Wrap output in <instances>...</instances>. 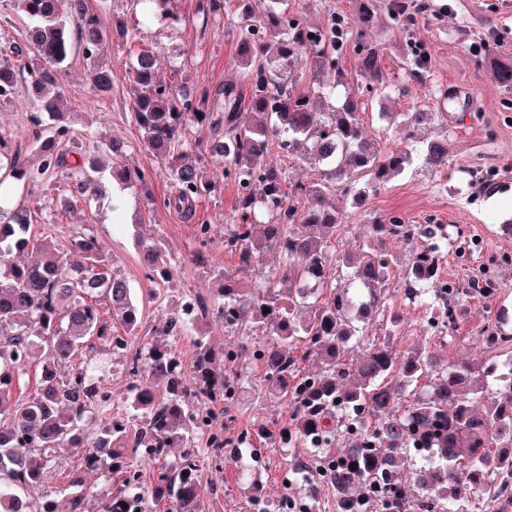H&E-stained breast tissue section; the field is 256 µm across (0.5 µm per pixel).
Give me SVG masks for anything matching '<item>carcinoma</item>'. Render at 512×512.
<instances>
[{"mask_svg":"<svg viewBox=\"0 0 512 512\" xmlns=\"http://www.w3.org/2000/svg\"><path fill=\"white\" fill-rule=\"evenodd\" d=\"M27 18L23 41L13 47L14 61L0 63V99L14 97L18 77L27 75L26 88L32 114L39 127L33 149L36 168H23L8 156L0 157V170L15 180L36 182L56 170L75 178L78 194L90 201L98 192V168L87 162L83 142L76 139L59 103L63 94V63L71 49L69 31L75 30L86 59L95 58L107 30L88 0H15ZM174 0H130L131 10L159 18L170 27L183 26L174 13ZM232 17L237 33L242 79L209 91L177 86L158 79L154 51L142 48L126 74L132 88V113L143 133L145 148L169 159L166 176L176 190L163 201L185 221H191L205 195L219 191L232 177L237 201L224 233V249L238 257L246 272L265 251L279 256L276 276L264 277L250 290L241 280L224 274V289L214 310L224 328L259 342H241L234 356L217 353L202 336L193 335L198 320L177 315L154 328L159 340L128 355L129 399L125 412L142 418L131 426L118 418L88 439L84 428L91 410L114 409L112 394L87 381L88 366L78 365L59 380L58 368L81 356L90 339L110 344L121 338L112 328L120 325L126 336L139 335V308L131 300L127 282L112 270V263L92 236L74 239L85 262L76 267L46 240L29 233L31 213L0 192V512H58L49 495L31 498L42 487L56 449L86 438L85 467L104 466L119 478L116 489L102 501L101 512H124L132 500L129 487L140 483L142 448L155 449L150 462L160 465L151 481V494L137 502L138 512H201L200 499L209 493L218 500L222 487L204 484L200 460L210 446L200 447L195 406L226 401L231 383L240 380L235 365L249 356L263 369L254 383L261 397L273 392L294 408L293 423L273 441L282 446L321 439L327 456L321 474L336 494V503L355 508L358 495L377 486L393 502L394 512H415L423 503L411 500L403 465L417 456L418 485L433 497L430 512H472V505L456 493L466 484L477 490L491 512H499L504 492L512 495V374L497 373L494 365L474 367L464 363L441 374L400 407L411 386L419 384L431 367L424 353L399 356L390 343L398 325L389 313L392 258L389 241L418 239L410 263L403 271L406 292L412 298L430 296L433 314L444 312L439 322L456 325L461 316L458 297L441 294L439 247L433 244L437 228L407 224L398 217L373 220L359 252L333 259L342 212L336 209V192L362 197L399 175L414 156L432 172L448 166V140L413 139L411 128L437 119L433 112H388L384 122L399 127L407 147L396 150L386 140L364 133L362 117L367 104L391 96L392 81L383 66L381 47L368 40L367 29L380 18L378 0H358V19L330 15L325 26H311L288 9V0H268L255 14L252 0H234ZM427 5H406L396 0L389 20L401 29L417 23ZM224 11V0H196L195 15L202 23ZM353 49L363 83L355 86L341 68ZM494 80L512 87V61L492 68ZM326 111L316 113V107ZM52 123H43V117ZM209 125L215 139L191 142L192 125ZM229 145L222 173L203 170L189 161ZM293 156L300 154L318 167V178L286 190L285 171L266 162L271 148ZM123 183L139 188L152 201L149 177L140 170L119 172ZM261 235L252 237V226ZM301 224L302 234L294 229ZM37 251L33 262L17 261L13 252ZM343 268L342 277L360 293L337 289L329 279L331 262ZM146 293L158 299L156 274L170 258L162 245L143 255ZM317 287H302L305 279ZM297 284L294 295L283 298L276 280ZM110 303L106 316L99 296ZM269 312H264V309ZM384 315L385 340L367 348L354 364L347 353L366 335L363 311ZM187 336L196 348L194 376L187 384L182 364L169 347L168 336ZM479 339L492 350L507 351L512 367V333L493 327ZM305 342V354L319 360L311 376H297L296 361L288 347ZM44 355L36 390L23 399L14 395L34 346ZM363 406L365 422L352 430L340 428L343 409ZM346 439L333 454L336 437ZM179 460L169 464L172 449Z\"/></svg>","mask_w":512,"mask_h":512,"instance_id":"1","label":"carcinoma"}]
</instances>
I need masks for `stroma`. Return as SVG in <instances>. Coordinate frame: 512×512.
<instances>
[{"label":"stroma","mask_w":512,"mask_h":512,"mask_svg":"<svg viewBox=\"0 0 512 512\" xmlns=\"http://www.w3.org/2000/svg\"><path fill=\"white\" fill-rule=\"evenodd\" d=\"M429 10L425 22L411 30L393 29L376 23L368 31L370 40L384 48L383 63L398 92L389 102L393 112H435L436 123L420 127L417 136L425 139L447 131L450 144L448 166L439 173L428 171L421 161L407 167L387 186L367 192L360 203L337 195L336 207L349 218L336 246L338 253L358 250L366 238V219L397 214L411 224H440L449 244L443 249L442 273L458 283L459 302L464 318L456 331L446 333L428 325L427 307L409 302L402 271L412 248L391 242L387 249L394 258L390 292L393 308L402 317L393 338V348L404 354L420 346L427 353L447 358L449 364L482 363L504 365V357L486 350L476 337L483 325L504 319L512 325V265L498 262V253L512 252V90L494 82L490 76V58L512 61V0H426ZM90 9L104 24L124 22L137 33L128 42L120 33H112L102 44L95 64H87L80 47H73L65 64L66 77L61 101L63 111L78 132L86 133L89 154L100 158L104 170L138 168L149 175L150 196L139 189L106 184L102 199L93 204L72 203L74 186L63 175L42 183H12L14 203L24 204L31 212L30 232L51 237L64 251L69 262H80L70 249L73 238L92 235L102 244L112 261L113 270L125 278L142 308V324L131 348L146 345L154 326L178 313L186 295H199L212 301L221 286L211 268L237 274V259L224 249V222L231 213L237 194L233 183H225L221 192L207 197L198 207L194 222L184 221L165 209L162 201L173 187L165 177V161L149 153L140 129L131 118L132 96L124 79L142 47H159L157 76L173 82L174 69L194 87L209 89L236 82L240 72L236 33L221 18L208 25L187 24L172 29L166 23L147 20L132 13L128 0H89ZM410 41L423 42L428 51V67L413 72L402 60L401 50ZM112 73L110 91H99L94 66ZM31 106L25 91L14 98L0 99V137L6 151L19 162L35 165L32 150L34 127L29 121ZM123 142L122 156L114 157L106 146ZM211 226V242L205 251V264L194 259L197 249L193 225ZM466 236L478 237L477 247L457 253L453 243ZM162 242L171 264L159 278L163 290L160 301L145 296L141 257L155 242ZM489 271L496 280L494 297L469 294L466 286L479 271ZM226 431L251 434L278 432L288 422L292 408L275 400H254L243 395L235 403L216 407ZM305 448H282L267 444L262 450L265 467L260 480L269 500L284 491V472L290 461L308 456ZM79 447L58 449L42 488L55 495L60 512H65L73 477L83 479V489L91 512H97L101 500L113 486L103 470L82 466ZM209 483L224 488L220 512H253L247 493L248 477L232 460L222 466L204 462Z\"/></svg>","instance_id":"stroma-1"}]
</instances>
